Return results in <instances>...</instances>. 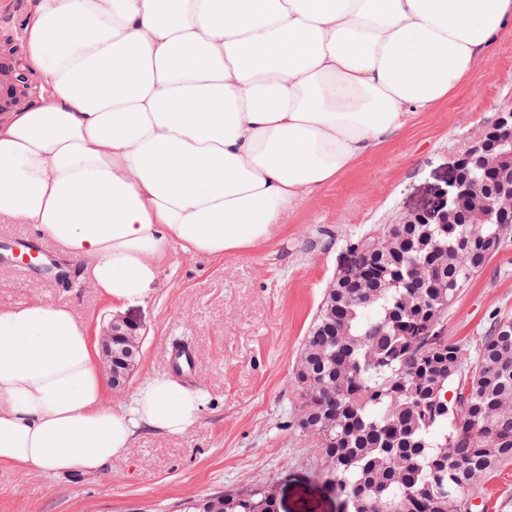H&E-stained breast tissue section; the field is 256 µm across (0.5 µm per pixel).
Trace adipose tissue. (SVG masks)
Returning <instances> with one entry per match:
<instances>
[{"label": "adipose tissue", "mask_w": 512, "mask_h": 512, "mask_svg": "<svg viewBox=\"0 0 512 512\" xmlns=\"http://www.w3.org/2000/svg\"><path fill=\"white\" fill-rule=\"evenodd\" d=\"M512 0H29L49 88L0 114V223L32 224L122 310L173 248L216 258L473 82ZM66 306L0 310V466L97 473L197 423L164 376L112 405Z\"/></svg>", "instance_id": "ef3b65f1"}]
</instances>
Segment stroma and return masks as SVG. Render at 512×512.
Returning a JSON list of instances; mask_svg holds the SVG:
<instances>
[{
    "instance_id": "35a3bbf8",
    "label": "stroma",
    "mask_w": 512,
    "mask_h": 512,
    "mask_svg": "<svg viewBox=\"0 0 512 512\" xmlns=\"http://www.w3.org/2000/svg\"><path fill=\"white\" fill-rule=\"evenodd\" d=\"M512 106V27L480 64L476 83L420 113L398 137L288 213L270 239L221 259L172 250L142 322L138 367L109 402L129 399L149 376H172L167 346L197 353L182 383L203 391L198 422L178 436L142 432L127 453L89 475L0 468V512H176L183 499L274 481L279 512H340L318 461L294 422L291 371L349 245L379 234L423 205L447 180L476 133ZM68 280L47 285L0 259V308L41 299L74 310L99 335L110 302L85 281L82 264L57 253ZM512 320V238L449 304L443 337L475 350L493 319Z\"/></svg>"
}]
</instances>
